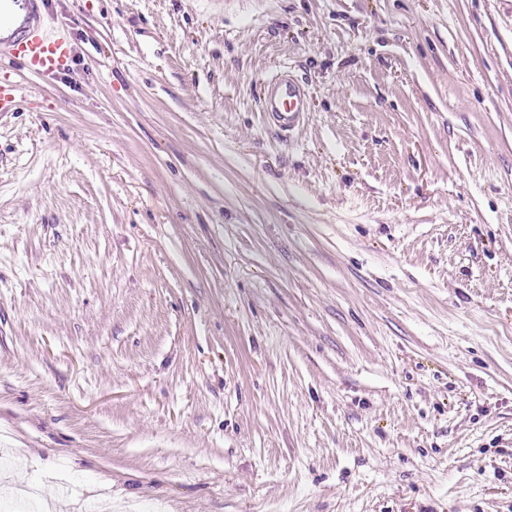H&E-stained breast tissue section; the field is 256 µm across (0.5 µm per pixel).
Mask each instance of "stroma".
<instances>
[{"label": "stroma", "mask_w": 512, "mask_h": 512, "mask_svg": "<svg viewBox=\"0 0 512 512\" xmlns=\"http://www.w3.org/2000/svg\"><path fill=\"white\" fill-rule=\"evenodd\" d=\"M0 67V469L49 512H512V0H45ZM288 68L310 112L259 108ZM39 1L43 0L0 1V32L2 26H15L10 37L3 38L0 34V62L51 74L68 58L70 46L63 36L43 40L35 35L40 21Z\"/></svg>", "instance_id": "1"}]
</instances>
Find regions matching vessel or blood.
Listing matches in <instances>:
<instances>
[{
    "label": "vessel or blood",
    "instance_id": "vessel-or-blood-1",
    "mask_svg": "<svg viewBox=\"0 0 512 512\" xmlns=\"http://www.w3.org/2000/svg\"><path fill=\"white\" fill-rule=\"evenodd\" d=\"M40 20L38 0H0V27L12 28L10 37H0V61L23 65L42 74L59 69L70 53L65 37L54 40L38 38ZM259 106L283 134H290L303 120L307 96L300 83L287 70H280L265 83Z\"/></svg>",
    "mask_w": 512,
    "mask_h": 512
}]
</instances>
